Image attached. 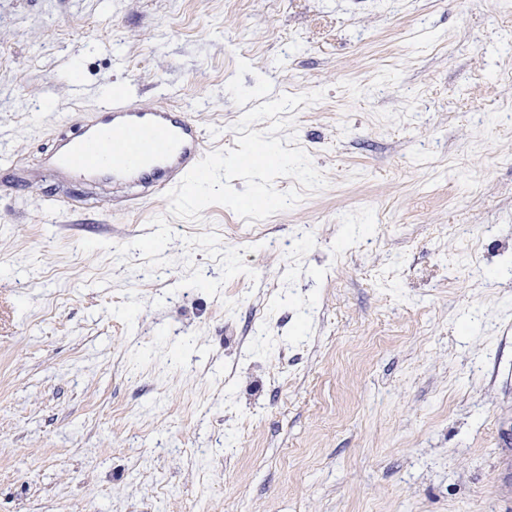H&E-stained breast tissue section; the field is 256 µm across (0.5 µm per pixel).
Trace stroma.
<instances>
[{
  "mask_svg": "<svg viewBox=\"0 0 512 512\" xmlns=\"http://www.w3.org/2000/svg\"><path fill=\"white\" fill-rule=\"evenodd\" d=\"M106 85L327 185L115 209ZM0 512H512V0H0Z\"/></svg>",
  "mask_w": 512,
  "mask_h": 512,
  "instance_id": "stroma-1",
  "label": "stroma"
}]
</instances>
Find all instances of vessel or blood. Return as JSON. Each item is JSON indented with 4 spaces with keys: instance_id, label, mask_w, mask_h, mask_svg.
Listing matches in <instances>:
<instances>
[{
    "instance_id": "1",
    "label": "vessel or blood",
    "mask_w": 512,
    "mask_h": 512,
    "mask_svg": "<svg viewBox=\"0 0 512 512\" xmlns=\"http://www.w3.org/2000/svg\"><path fill=\"white\" fill-rule=\"evenodd\" d=\"M207 140L186 109L145 106L118 94L106 96L86 123L59 132L48 156L55 171L91 190H120L131 208L178 186L204 157Z\"/></svg>"
}]
</instances>
